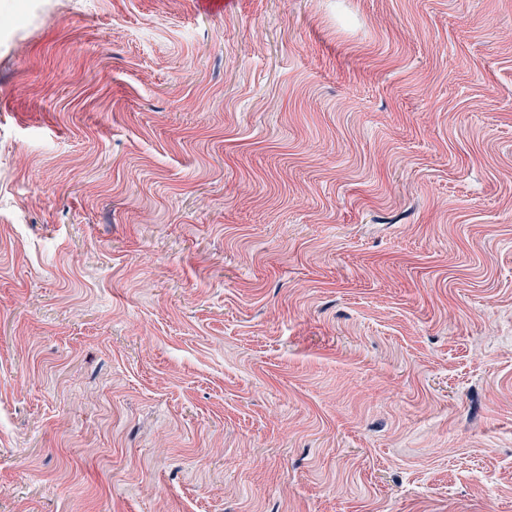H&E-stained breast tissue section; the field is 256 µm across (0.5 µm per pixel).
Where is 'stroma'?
<instances>
[{
    "label": "stroma",
    "instance_id": "1",
    "mask_svg": "<svg viewBox=\"0 0 512 512\" xmlns=\"http://www.w3.org/2000/svg\"><path fill=\"white\" fill-rule=\"evenodd\" d=\"M0 16V512H512V0Z\"/></svg>",
    "mask_w": 512,
    "mask_h": 512
}]
</instances>
